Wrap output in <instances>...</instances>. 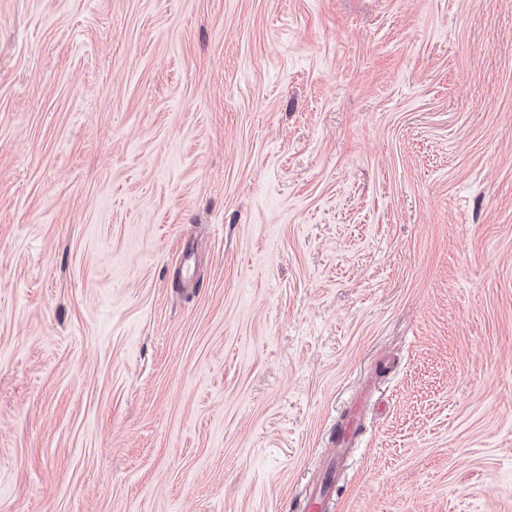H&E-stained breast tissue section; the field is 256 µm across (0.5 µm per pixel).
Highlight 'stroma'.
<instances>
[{
    "label": "stroma",
    "mask_w": 512,
    "mask_h": 512,
    "mask_svg": "<svg viewBox=\"0 0 512 512\" xmlns=\"http://www.w3.org/2000/svg\"><path fill=\"white\" fill-rule=\"evenodd\" d=\"M331 471L512 512V0H0V512ZM360 430L361 424L356 413H350L343 419L337 420L333 433L334 445L340 450L351 448L352 442Z\"/></svg>",
    "instance_id": "1"
}]
</instances>
